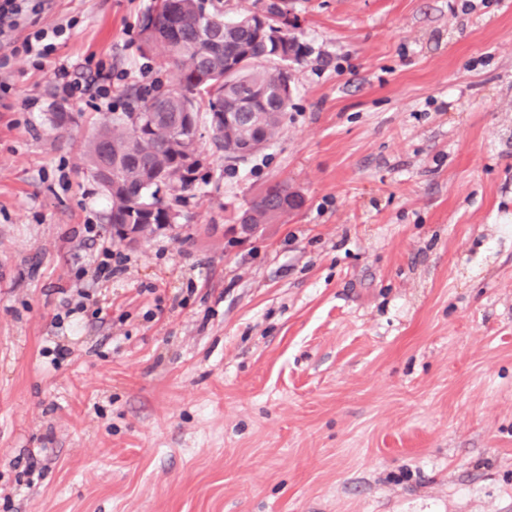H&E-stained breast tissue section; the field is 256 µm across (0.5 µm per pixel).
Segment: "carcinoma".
Returning <instances> with one entry per match:
<instances>
[{"instance_id":"carcinoma-1","label":"carcinoma","mask_w":512,"mask_h":512,"mask_svg":"<svg viewBox=\"0 0 512 512\" xmlns=\"http://www.w3.org/2000/svg\"><path fill=\"white\" fill-rule=\"evenodd\" d=\"M224 16L210 11L205 0H155L141 24L145 51L170 57L180 74L177 85L157 86L150 93L129 91L136 103L127 112H114L86 144L84 158L92 177H97L100 162L108 157L112 180L118 182L108 195L109 224H164L172 206L167 196L181 198L198 181L200 165L188 160L184 139L197 138L200 125L210 127L214 145L225 150L232 138L251 134L252 127L234 130L212 126L215 112L266 113L270 137L276 138L286 116L291 96L288 84L275 66L267 68L260 60L290 55L298 60L303 46L293 40L275 41L273 28L241 27L228 29ZM247 56L254 63L237 72V82H224V66ZM167 98L170 120L147 119L152 102Z\"/></svg>"}]
</instances>
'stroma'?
Here are the masks:
<instances>
[{"label":"stroma","instance_id":"obj_1","mask_svg":"<svg viewBox=\"0 0 512 512\" xmlns=\"http://www.w3.org/2000/svg\"><path fill=\"white\" fill-rule=\"evenodd\" d=\"M35 4L0 38V512H512V0H286L278 136L231 164L200 128L136 244L82 157L107 113L17 48L74 17L73 76L172 84L154 0ZM272 185L303 207L244 236Z\"/></svg>","mask_w":512,"mask_h":512}]
</instances>
